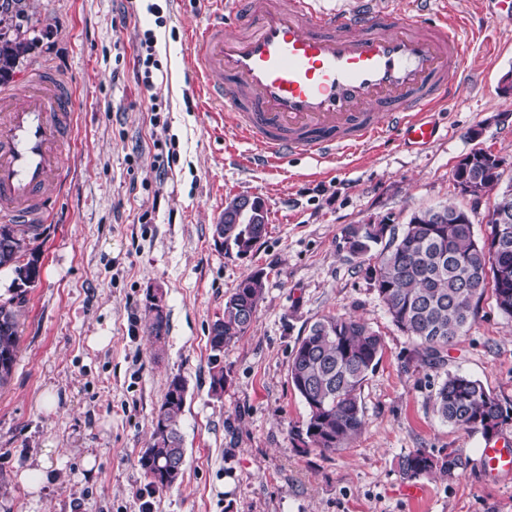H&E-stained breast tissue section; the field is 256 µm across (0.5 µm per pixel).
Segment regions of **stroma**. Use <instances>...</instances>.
Segmentation results:
<instances>
[{
  "mask_svg": "<svg viewBox=\"0 0 512 512\" xmlns=\"http://www.w3.org/2000/svg\"><path fill=\"white\" fill-rule=\"evenodd\" d=\"M157 2L161 18L146 10ZM468 23V87L436 121L423 151L381 140L331 163L297 156L259 170L233 135L235 117L208 112L189 89V41L200 0H29L37 42L11 81L41 66L73 84L63 182L48 199L41 274L27 295L17 363L0 387V512H512V474L481 469L488 440L443 423L432 396L449 373L481 380L512 407V319L484 295L475 323L443 363L412 361L351 255L345 230L453 203L476 239L495 197H464L453 173L472 150L505 159L512 185V24L494 25L491 0H447ZM153 30L160 69L152 89L134 60ZM179 161L158 175L157 157ZM257 197L267 231L245 257L220 249L213 226L226 199ZM265 290L245 336L226 346L221 395L210 391L209 326L252 271ZM162 289L168 340L144 329L146 298ZM328 314L360 317L383 350L362 388L365 427L349 447L305 449L307 409L289 381L297 340ZM187 382L181 420L184 476L149 491L138 463L150 420L174 375ZM54 478L39 495L18 480L44 449ZM422 449L456 451L469 465L450 478L404 479L398 460Z\"/></svg>",
  "mask_w": 512,
  "mask_h": 512,
  "instance_id": "stroma-1",
  "label": "stroma"
}]
</instances>
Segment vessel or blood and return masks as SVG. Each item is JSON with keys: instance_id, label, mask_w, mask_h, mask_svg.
I'll return each mask as SVG.
<instances>
[{"instance_id": "1", "label": "vessel or blood", "mask_w": 512, "mask_h": 512, "mask_svg": "<svg viewBox=\"0 0 512 512\" xmlns=\"http://www.w3.org/2000/svg\"><path fill=\"white\" fill-rule=\"evenodd\" d=\"M204 2L191 89L235 115L249 164L329 162L380 138L426 149L439 132L429 114L464 90L465 23L447 0ZM72 99L69 80L42 70L0 89V222L47 221ZM479 464L508 474L512 453L488 447Z\"/></svg>"}]
</instances>
